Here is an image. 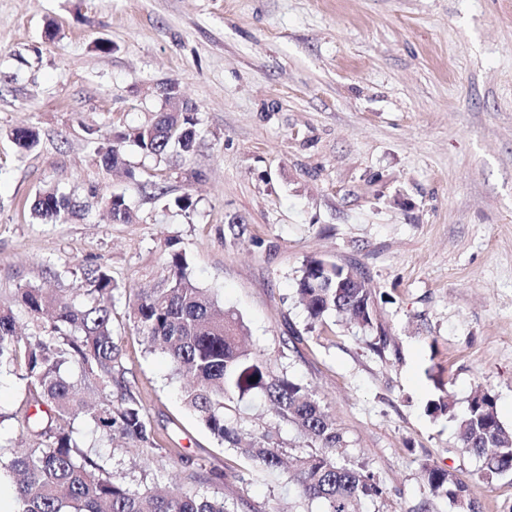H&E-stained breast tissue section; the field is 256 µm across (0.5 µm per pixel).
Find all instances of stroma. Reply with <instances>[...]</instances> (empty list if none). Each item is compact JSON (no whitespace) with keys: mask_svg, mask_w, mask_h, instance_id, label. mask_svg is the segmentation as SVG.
Masks as SVG:
<instances>
[{"mask_svg":"<svg viewBox=\"0 0 512 512\" xmlns=\"http://www.w3.org/2000/svg\"><path fill=\"white\" fill-rule=\"evenodd\" d=\"M170 87L198 108L193 152L155 159L129 140L127 173L105 168L99 147L153 123ZM19 127L40 135L24 155ZM46 189L78 213L36 223ZM114 193L130 222L107 216ZM173 247L250 347L314 391L344 458L375 474L386 494L360 512H455L429 491L426 463L465 481L480 512H512V474L479 479L455 422L427 411L440 392L461 411L488 389L512 427V0H0V303L25 286L74 296L83 268L105 266L159 449L102 446L84 415L81 445L133 488L321 512L204 428L130 320L127 299L161 284ZM311 260L365 281L373 327L309 319L295 288ZM241 408L249 428L302 446L265 398ZM28 410L24 385L0 378L4 454Z\"/></svg>","mask_w":512,"mask_h":512,"instance_id":"obj_1","label":"stroma"}]
</instances>
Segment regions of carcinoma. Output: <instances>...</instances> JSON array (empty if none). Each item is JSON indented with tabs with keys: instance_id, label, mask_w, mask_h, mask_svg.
Masks as SVG:
<instances>
[{
	"instance_id": "cac0c4a2",
	"label": "carcinoma",
	"mask_w": 512,
	"mask_h": 512,
	"mask_svg": "<svg viewBox=\"0 0 512 512\" xmlns=\"http://www.w3.org/2000/svg\"><path fill=\"white\" fill-rule=\"evenodd\" d=\"M198 124L195 111L161 112L155 124L134 134V140L145 155L157 159L172 148L189 155ZM13 139L22 154L38 143L32 130H17ZM99 154L108 169L121 163L117 142L100 147ZM107 210L114 224L131 218L121 194L110 196ZM71 211L69 198L51 190L40 193L31 208L32 217L42 222H55ZM187 268L185 251H169L161 287L139 294L128 308L148 346L161 350L174 373L189 379L182 400L211 435L255 461L261 471L279 472L295 482L301 496L323 503V512H357L362 500L383 497L385 490L370 471L336 457L342 435L313 391L275 374L269 358L245 347L240 318L224 310ZM297 293L314 321L337 312L362 328L374 324L365 281L334 263L309 261ZM118 294L108 270L98 265L83 271L74 298L27 286L17 289V309L0 308V375L13 374L22 381L35 409L22 422L29 448L11 456L0 453V472L17 478L16 512H232L224 500L196 490L174 492L162 485L133 489L79 450L69 425L80 413L91 419L103 441L119 436L148 452L157 449L144 405L125 377L119 340L113 336L112 309ZM22 316L30 333L20 341ZM255 393L270 402L276 418L297 426L305 449L288 455L271 431L244 427L239 404ZM427 411L456 422L461 448L482 461L483 477L512 474V427L500 420L494 394L486 391L475 397L460 416L448 395L430 401ZM423 479L457 512H478L468 485L455 473L426 464Z\"/></svg>"
}]
</instances>
